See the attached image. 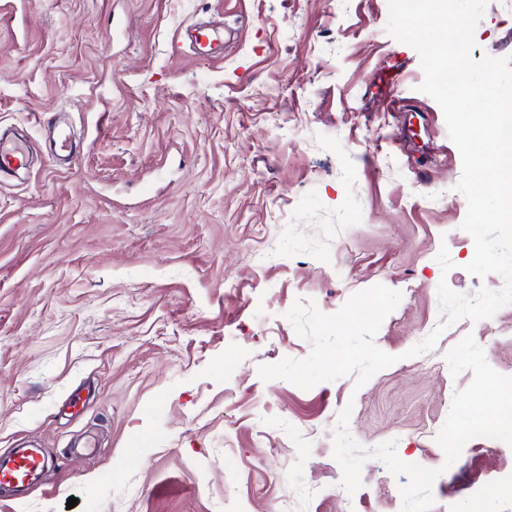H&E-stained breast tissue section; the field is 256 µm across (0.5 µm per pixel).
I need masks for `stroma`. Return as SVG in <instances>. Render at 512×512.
<instances>
[{
    "instance_id": "1",
    "label": "stroma",
    "mask_w": 512,
    "mask_h": 512,
    "mask_svg": "<svg viewBox=\"0 0 512 512\" xmlns=\"http://www.w3.org/2000/svg\"><path fill=\"white\" fill-rule=\"evenodd\" d=\"M388 18V0H0V128L32 148L0 179V451L62 462L0 512H512V440L489 436L512 305L436 329L439 283L503 279L466 270L461 155ZM196 22L222 56L185 44ZM474 42L512 57V0ZM378 284L401 294L373 338L395 364L260 377L312 350L296 301L333 314Z\"/></svg>"
}]
</instances>
